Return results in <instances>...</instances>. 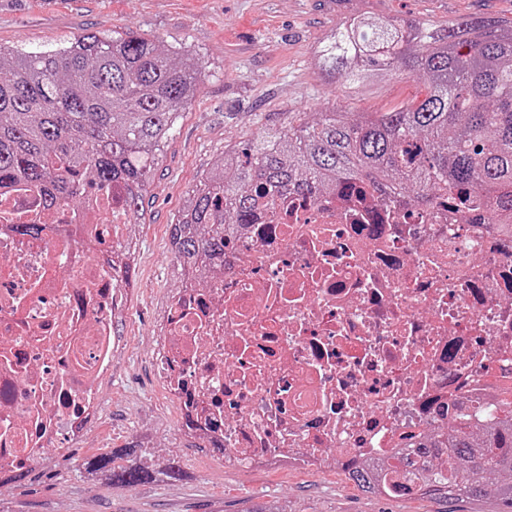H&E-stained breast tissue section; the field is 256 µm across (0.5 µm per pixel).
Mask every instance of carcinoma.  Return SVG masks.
<instances>
[{
	"label": "carcinoma",
	"instance_id": "cac0c4a2",
	"mask_svg": "<svg viewBox=\"0 0 512 512\" xmlns=\"http://www.w3.org/2000/svg\"><path fill=\"white\" fill-rule=\"evenodd\" d=\"M315 61L350 90L400 71L424 75L426 87L388 112H290L288 124H267L225 150L171 225L183 282L223 270L227 238L288 191L316 197L363 184L381 200L414 206L453 196L463 209L485 207L490 227L512 239V25L356 16L316 48ZM202 73L194 57L164 53L134 33L36 54L0 45V190L39 188L46 209L78 210L86 188L120 182L125 212H137ZM86 466L127 486L185 477L174 458L160 468L141 464L134 445ZM394 467L425 494L459 501L492 492L512 512V418L450 420ZM378 477L369 464L349 474L366 493Z\"/></svg>",
	"mask_w": 512,
	"mask_h": 512
}]
</instances>
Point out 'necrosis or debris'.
<instances>
[{"mask_svg": "<svg viewBox=\"0 0 512 512\" xmlns=\"http://www.w3.org/2000/svg\"><path fill=\"white\" fill-rule=\"evenodd\" d=\"M125 195L52 215L38 189L0 195V486L102 419L139 294ZM149 356L180 436L225 469L389 463L512 404V241L479 207L284 195L227 242L215 285L176 290Z\"/></svg>", "mask_w": 512, "mask_h": 512, "instance_id": "4bbe7bcc", "label": "necrosis or debris"}]
</instances>
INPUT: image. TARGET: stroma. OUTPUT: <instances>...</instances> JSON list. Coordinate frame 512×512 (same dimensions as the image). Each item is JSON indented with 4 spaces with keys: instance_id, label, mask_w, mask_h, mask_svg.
I'll return each instance as SVG.
<instances>
[{
    "instance_id": "stroma-1",
    "label": "stroma",
    "mask_w": 512,
    "mask_h": 512,
    "mask_svg": "<svg viewBox=\"0 0 512 512\" xmlns=\"http://www.w3.org/2000/svg\"><path fill=\"white\" fill-rule=\"evenodd\" d=\"M362 15L445 25L460 18L512 20V0H0V45L39 52L94 33L134 32L199 58L204 73L151 172L133 220L140 300L127 318L126 352L104 384V418L82 447L0 488V512H502L491 495L447 503L427 495L362 492L327 471H228L211 450L180 437L177 408L151 378L147 345L159 312L179 285L169 232L187 195L225 147L243 146L261 124L290 112H386L425 88L423 78L389 74L359 94L320 79L313 52L346 19ZM146 437L177 459L178 482L115 485L87 475L84 462Z\"/></svg>"
}]
</instances>
